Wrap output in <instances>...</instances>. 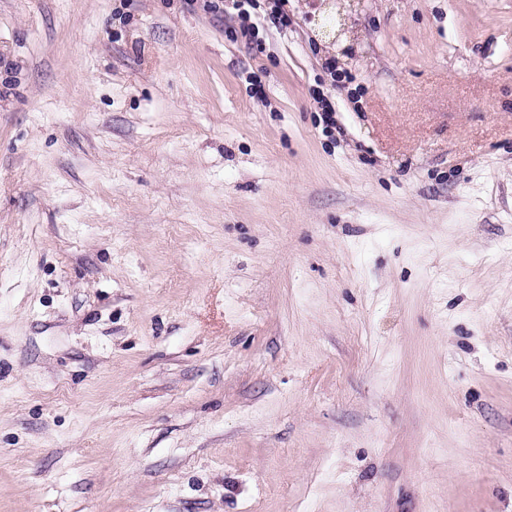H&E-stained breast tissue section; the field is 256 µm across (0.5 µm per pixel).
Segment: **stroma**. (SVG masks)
Returning a JSON list of instances; mask_svg holds the SVG:
<instances>
[{"label": "stroma", "instance_id": "1", "mask_svg": "<svg viewBox=\"0 0 512 512\" xmlns=\"http://www.w3.org/2000/svg\"><path fill=\"white\" fill-rule=\"evenodd\" d=\"M267 6L0 0V512H512V0Z\"/></svg>", "mask_w": 512, "mask_h": 512}]
</instances>
